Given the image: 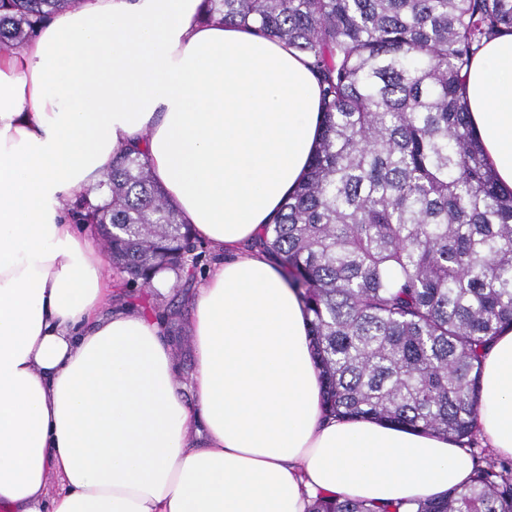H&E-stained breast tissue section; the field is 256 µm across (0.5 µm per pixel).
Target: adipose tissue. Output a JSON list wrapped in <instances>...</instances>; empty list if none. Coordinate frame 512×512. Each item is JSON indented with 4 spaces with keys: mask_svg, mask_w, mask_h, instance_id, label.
<instances>
[{
    "mask_svg": "<svg viewBox=\"0 0 512 512\" xmlns=\"http://www.w3.org/2000/svg\"><path fill=\"white\" fill-rule=\"evenodd\" d=\"M202 11L86 0L0 49V512L383 508L468 485L474 462L446 437L325 417L304 306L255 246L308 165L320 84L309 58ZM466 96L512 188V33L474 58ZM136 139L212 255L188 397L162 320L113 306L95 226L66 214L79 192L103 203ZM481 386L478 434L512 456V329ZM308 512H376L373 505L354 501L340 496L317 497L308 507Z\"/></svg>",
    "mask_w": 512,
    "mask_h": 512,
    "instance_id": "1",
    "label": "adipose tissue"
}]
</instances>
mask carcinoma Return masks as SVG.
Segmentation results:
<instances>
[{"instance_id":"obj_1","label":"carcinoma","mask_w":512,"mask_h":512,"mask_svg":"<svg viewBox=\"0 0 512 512\" xmlns=\"http://www.w3.org/2000/svg\"><path fill=\"white\" fill-rule=\"evenodd\" d=\"M85 0H0V48L20 49ZM205 18L278 40L319 74V142L260 245L301 299L324 413L476 445L485 353L512 324V189L468 121L465 80L512 0H204ZM108 200L69 203L97 224L128 283L190 281L211 259L136 148L118 152ZM308 512H376L319 496ZM384 512H512V465Z\"/></svg>"}]
</instances>
